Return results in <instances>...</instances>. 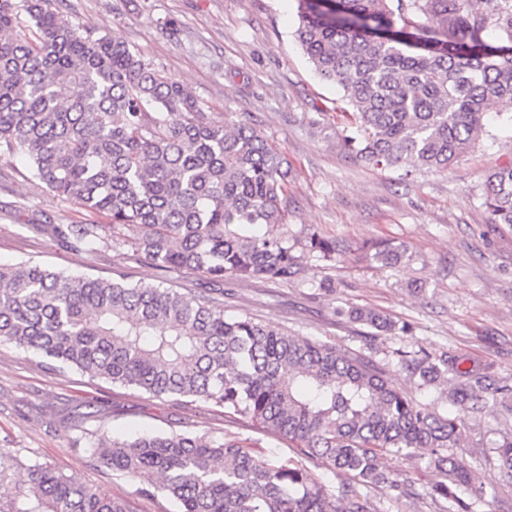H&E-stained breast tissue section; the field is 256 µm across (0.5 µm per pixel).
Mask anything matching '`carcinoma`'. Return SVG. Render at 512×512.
Masks as SVG:
<instances>
[{"mask_svg": "<svg viewBox=\"0 0 512 512\" xmlns=\"http://www.w3.org/2000/svg\"><path fill=\"white\" fill-rule=\"evenodd\" d=\"M53 0H0V157L22 154L30 177L105 224H33L92 256L126 247L162 272L191 271L214 286L286 282L301 271L288 238L291 167L259 129L203 111L179 80L133 46L87 31ZM296 38L315 72L338 83L350 111L341 146L374 167L440 173L473 148L486 111L512 112V0H297ZM496 224L512 225V164L484 181ZM302 251L322 261L336 241L312 233ZM360 259L407 260L380 240ZM337 313L375 333H407L360 307ZM0 342L152 398L205 403L233 423L272 433L288 458L226 433L101 438L105 467L154 489L178 512H388L409 493L383 469L395 449L420 452L445 475L432 497L475 512L459 495L475 473L453 453L468 415L512 400L492 366L446 351H392L418 388L457 408L440 415L397 390L387 367L360 350L290 336L250 316H228L205 290L179 292L123 276H74L31 262L0 267ZM512 477V434L490 442ZM353 482L329 491L315 470ZM0 512H130L129 505L54 467L0 449Z\"/></svg>", "mask_w": 512, "mask_h": 512, "instance_id": "carcinoma-1", "label": "carcinoma"}]
</instances>
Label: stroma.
Returning <instances> with one entry per match:
<instances>
[{"label":"stroma","mask_w":512,"mask_h":512,"mask_svg":"<svg viewBox=\"0 0 512 512\" xmlns=\"http://www.w3.org/2000/svg\"><path fill=\"white\" fill-rule=\"evenodd\" d=\"M55 8L83 27L137 48L156 69L192 92L205 111L260 128L295 169L288 188V235L336 239L333 261L302 256L293 280L225 279L224 312L249 315L291 335L363 347L365 326L339 308L368 307L410 324L411 337H379L369 356L389 363L393 384L431 404L450 405L389 362L393 348L412 342L428 351H455L494 364L512 381V226L493 223L483 204L487 173L512 163V121L489 112L486 134L444 173L404 177L374 168L338 144L348 106L337 83L321 79L297 45V0H56ZM22 156L0 157V265L34 261L73 275L113 277L203 290L189 272L164 273L131 259L128 248L94 257L75 254L35 224H75L86 212L25 177ZM405 243L397 266L356 262L363 243ZM334 282V293L319 291ZM71 419L63 431L58 419ZM237 424L208 405L151 398L76 370L48 371L37 354L0 342V448L75 473L126 501L132 512H176L162 493L143 495L138 482L100 464L99 437L188 432L219 437ZM512 430V412L496 407L473 421L456 456L476 474V512H512V479L498 469L491 440ZM383 465L416 496L401 512H448L429 491L442 476L414 455L390 452Z\"/></svg>","instance_id":"obj_1"}]
</instances>
